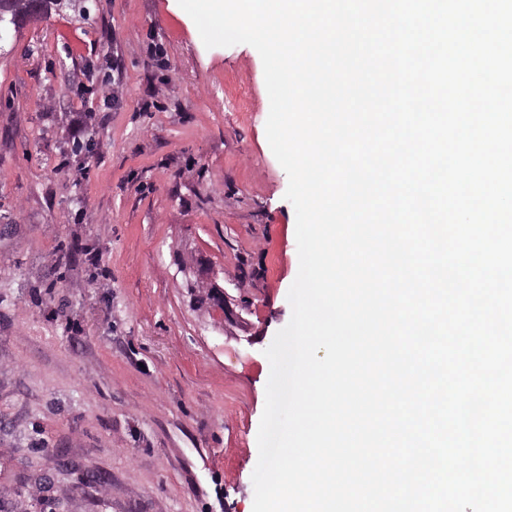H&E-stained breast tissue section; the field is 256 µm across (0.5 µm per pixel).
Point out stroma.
I'll return each instance as SVG.
<instances>
[{
	"mask_svg": "<svg viewBox=\"0 0 512 512\" xmlns=\"http://www.w3.org/2000/svg\"><path fill=\"white\" fill-rule=\"evenodd\" d=\"M88 8L0 41V504L48 476L56 512H253L299 270L262 59L178 0ZM199 259L220 329L178 270ZM180 272H183L187 278V283H194L204 281L207 283L209 295L204 296L199 294V302L201 305L206 303L207 298L209 301L206 304V309L212 319L214 325L224 326V306H225V294L223 286L219 285L216 280V274L214 272H208L203 267L202 263L187 264L182 263L179 265ZM191 276L195 278L192 281Z\"/></svg>",
	"mask_w": 512,
	"mask_h": 512,
	"instance_id": "obj_1",
	"label": "stroma"
}]
</instances>
